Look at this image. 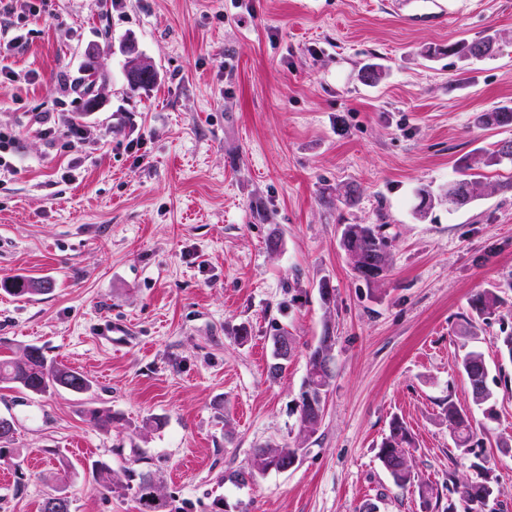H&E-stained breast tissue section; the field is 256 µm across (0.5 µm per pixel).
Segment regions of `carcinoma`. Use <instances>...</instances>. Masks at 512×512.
<instances>
[{
  "label": "carcinoma",
  "instance_id": "obj_1",
  "mask_svg": "<svg viewBox=\"0 0 512 512\" xmlns=\"http://www.w3.org/2000/svg\"><path fill=\"white\" fill-rule=\"evenodd\" d=\"M492 37L479 41H459L448 46V54L461 58L483 57L491 51ZM478 121L485 127L508 128L512 126V106L503 105L491 112H484ZM504 163L512 165V138L497 142L495 149L482 159L485 166H498ZM479 166L465 164L459 178L448 184V194L458 198L452 204L461 208L471 204L482 196L487 185L480 180ZM341 247L345 252L357 277L366 283L380 281L387 272L388 240L379 230L370 224H345L341 235ZM0 290L16 298H30L48 290L45 281L32 277L15 276L0 281ZM500 298L493 289L479 292L472 299V309L479 316L490 317L499 307ZM293 340L288 330L279 327L271 336L273 363L270 366L272 377L281 375L288 367L291 355L283 353L279 347L282 338ZM332 337L324 335L307 354V373L298 394L300 430L306 435L314 434L322 424L327 395L334 380V373L322 370L323 363L331 357ZM460 368L464 374L471 394L472 402L483 408V414L494 416V393L489 386V368L483 354L478 350H469L461 358ZM0 381L10 383L14 388L27 394L42 396L59 388L85 393L92 382L83 373L65 367L47 366V357L42 348L29 345L16 358L0 360ZM448 429L453 434L455 447L463 455L471 454L477 433L468 413L460 408L453 399H448L444 408ZM411 438L403 422L395 419L389 426V433L383 439L378 458L383 468L400 487H417L424 509L431 508L434 489L418 480L408 456ZM300 460V449L286 446L260 448L253 457L250 471L237 474V480L245 483L268 471H286ZM130 480L134 481L135 498L140 512H175L170 508L167 495L161 483L152 475L130 471ZM455 492L464 504V512H495L490 504L498 502L500 490L486 479L476 480L469 477L455 481Z\"/></svg>",
  "mask_w": 512,
  "mask_h": 512
}]
</instances>
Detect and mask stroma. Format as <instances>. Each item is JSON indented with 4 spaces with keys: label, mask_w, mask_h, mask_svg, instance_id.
Here are the masks:
<instances>
[{
    "label": "stroma",
    "mask_w": 512,
    "mask_h": 512,
    "mask_svg": "<svg viewBox=\"0 0 512 512\" xmlns=\"http://www.w3.org/2000/svg\"><path fill=\"white\" fill-rule=\"evenodd\" d=\"M411 3L50 0L27 19L5 55L18 78L0 85V128L18 134L13 171L0 175V279L54 286L23 301L0 291V356L39 346L92 387L34 396L0 384V416L16 428L0 449V512H40L57 491L71 512H138L131 470L187 512H211L218 497L224 512H422L378 459L395 419L443 512L450 478L470 472L444 419L451 399L480 431L499 512H512V361L499 342L512 333V166L483 168L497 190L467 207L442 194L467 160L512 136L477 121L512 105V0H454L435 27L405 25ZM486 36L492 57L443 53ZM129 44L153 62V87L129 88ZM91 46L98 90L83 81ZM370 65L382 70L372 84L360 77ZM63 77L77 101L59 103ZM47 110L78 113L87 146L68 157L47 146L31 126ZM422 188L436 196L423 217ZM346 224L388 238L379 284L352 271ZM487 288L501 304L484 319L471 300ZM467 321L477 337L465 342ZM277 326L297 349L274 378ZM326 331L335 379L305 439L296 400ZM469 348L498 380L491 421L459 368ZM91 408L111 412V431L89 423ZM148 418L161 427L144 428ZM276 445L301 448L299 462L235 482ZM97 460L112 488L95 480Z\"/></svg>",
    "instance_id": "obj_1"
}]
</instances>
